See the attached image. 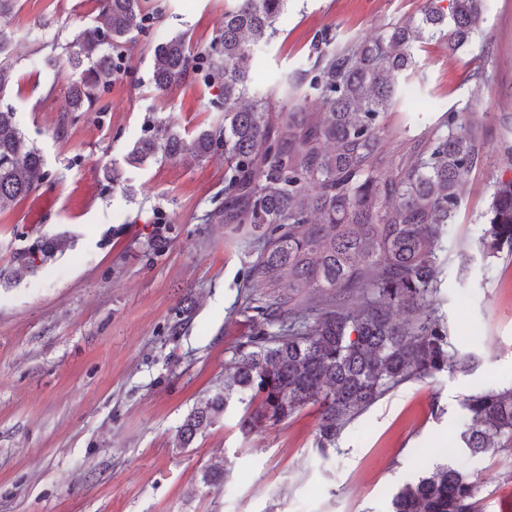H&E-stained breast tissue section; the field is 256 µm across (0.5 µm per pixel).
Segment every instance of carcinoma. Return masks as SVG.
Listing matches in <instances>:
<instances>
[{
	"mask_svg": "<svg viewBox=\"0 0 512 512\" xmlns=\"http://www.w3.org/2000/svg\"><path fill=\"white\" fill-rule=\"evenodd\" d=\"M448 6H441L442 2ZM287 0H225L224 26L191 52L179 35L154 48L159 91L197 65L224 100V125L186 139L162 123L129 152L133 164L224 147V204L212 218L245 233L258 257L249 280L270 292L256 306L264 322L224 364V388L201 400L180 426L187 448L237 405L240 429L254 434L310 403L320 404L318 447L401 385L470 372L475 357L453 346L437 301L448 268V225L468 175L484 161L478 131L459 111L410 139L389 126L398 77L414 63V43L448 38L453 52L479 28L482 0H427L419 22L343 45L327 34L312 66L286 79L288 107L250 92L254 48L275 33ZM15 0H0V210L35 193L47 177L40 151L17 127L13 107ZM105 26L80 29L62 46L76 80L60 111L88 112L116 75L122 40L143 29L150 0H100ZM319 111L307 109L308 99ZM404 148L386 151L387 141ZM482 256L512 257V176L493 184L480 238ZM42 239L0 270L18 279L54 257ZM457 445L485 455L512 448V387L475 391L462 401ZM477 480L448 463L395 495L393 512H478Z\"/></svg>",
	"mask_w": 512,
	"mask_h": 512,
	"instance_id": "1",
	"label": "carcinoma"
}]
</instances>
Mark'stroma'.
Instances as JSON below:
<instances>
[{
    "mask_svg": "<svg viewBox=\"0 0 512 512\" xmlns=\"http://www.w3.org/2000/svg\"><path fill=\"white\" fill-rule=\"evenodd\" d=\"M158 21L133 33L125 72L102 112H63L67 65L47 67L54 44L102 24L96 0H17L11 27L16 83L10 103L48 171L32 196L0 212V269L41 238L64 237L54 261L0 282V512H391L407 481L453 462L474 475L479 512L512 499V454L448 455L462 399L512 386V261L478 251L491 185L512 176V0H485L472 43H416L389 117L402 137L444 112L465 110L487 155L468 177L448 228V277L439 312L450 339L474 355L469 373L443 372L398 387L350 424L335 447L317 445L308 405L263 433L243 436L239 411L189 447L176 433L198 401L224 384V363L262 317L247 296L254 245L209 217L224 198V153L131 164L153 123L210 129L217 91L195 75L166 93L152 83L153 50L186 35L207 46L224 0H154ZM426 0H288L257 50L250 86L280 88L310 67L316 34L340 41L421 18ZM488 78L480 100L463 79ZM166 244L145 249L155 228ZM210 466L223 487L203 484Z\"/></svg>",
    "mask_w": 512,
    "mask_h": 512,
    "instance_id": "35a3bbf8",
    "label": "stroma"
}]
</instances>
